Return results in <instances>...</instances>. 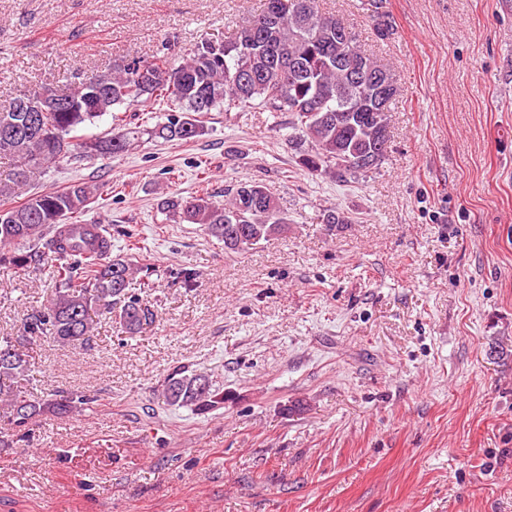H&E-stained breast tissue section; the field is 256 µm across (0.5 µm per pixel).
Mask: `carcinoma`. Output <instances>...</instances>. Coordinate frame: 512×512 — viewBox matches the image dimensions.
I'll list each match as a JSON object with an SVG mask.
<instances>
[{
	"label": "carcinoma",
	"mask_w": 512,
	"mask_h": 512,
	"mask_svg": "<svg viewBox=\"0 0 512 512\" xmlns=\"http://www.w3.org/2000/svg\"><path fill=\"white\" fill-rule=\"evenodd\" d=\"M351 56L366 71L387 76L389 90L381 106L369 109V85L355 83L342 63ZM87 98L71 107L42 113L41 128L17 135L0 134V157L13 161L12 177L0 180V198L19 199L0 210V265L47 271L55 291L47 307L23 324L24 339L44 335L84 348L94 336L96 319L108 318L133 336L156 320L150 306L129 291L136 272L152 264L135 265L112 256V238L100 237L85 224L72 222L97 195L98 188L73 182L58 190L27 193L31 183L57 161L90 158L85 144L95 141L100 157L117 156L142 133L140 125L122 124L121 132L89 135L104 117L121 121L118 113L143 103L165 107L166 120L148 130L165 141L191 142L204 133L201 117L224 107L244 111L260 100L272 112H287L288 142L299 150V162L310 172L339 181L371 170L359 157L373 153L383 159L389 148L388 113L397 96L390 69L378 64L357 44L352 31L334 15L319 11L317 0H263L262 9L243 18L223 40H205L180 63L167 54L149 59L127 58L106 72ZM33 94L15 98L0 112V128H24L29 113L21 104ZM160 209L224 241V248L244 251L288 232V218L278 197L261 181L241 182L224 191V202L207 192L191 197L168 196ZM24 245V249L17 245ZM0 431L18 440L44 414H69L80 395L54 394L35 400L14 388L27 376L30 362L11 336L0 338ZM172 404L186 405L199 414L224 404V391L208 378L186 368L164 379Z\"/></svg>",
	"instance_id": "cac0c4a2"
}]
</instances>
